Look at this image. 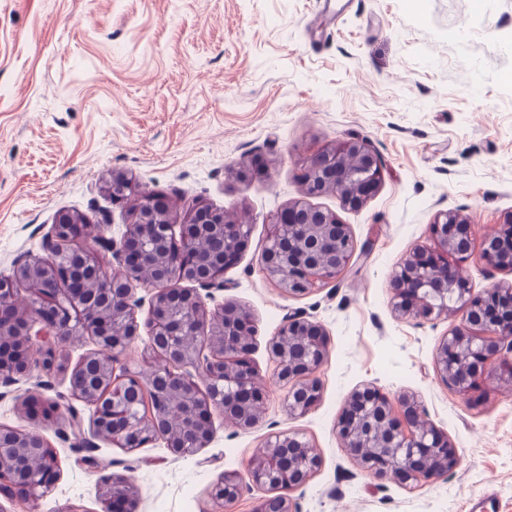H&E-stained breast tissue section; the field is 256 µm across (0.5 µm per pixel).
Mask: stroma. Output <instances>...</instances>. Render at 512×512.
Wrapping results in <instances>:
<instances>
[{"instance_id": "35a3bbf8", "label": "stroma", "mask_w": 512, "mask_h": 512, "mask_svg": "<svg viewBox=\"0 0 512 512\" xmlns=\"http://www.w3.org/2000/svg\"><path fill=\"white\" fill-rule=\"evenodd\" d=\"M354 138L383 162L378 190L355 209L335 192L309 200L348 225L357 251L309 294L283 296L261 264L270 216L305 197L314 150ZM115 173L179 217L201 203L251 224L215 300L250 311L269 389L258 426L236 431L214 413V438L193 456L100 442L140 512H256L266 488L223 505L211 487L281 431L320 460L291 494L297 512H512V386L490 377L466 396L448 389L434 356L460 316L398 318L390 290L406 256L432 246L438 213L484 232L512 212V0H0V277L41 254L63 210L85 217L88 238L120 239L127 208L105 189ZM293 311L328 334L321 399L303 416L286 411L265 349ZM365 384L414 395L459 465L412 489L361 472L336 420ZM19 387L59 414L91 416L60 378L36 370ZM40 431L61 478L35 501L1 488L0 512H101L97 473L57 426Z\"/></svg>"}]
</instances>
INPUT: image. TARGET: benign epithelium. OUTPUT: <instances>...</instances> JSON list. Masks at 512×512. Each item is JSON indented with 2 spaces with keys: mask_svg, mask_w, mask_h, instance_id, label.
Masks as SVG:
<instances>
[{
  "mask_svg": "<svg viewBox=\"0 0 512 512\" xmlns=\"http://www.w3.org/2000/svg\"><path fill=\"white\" fill-rule=\"evenodd\" d=\"M382 164L363 141H342L314 155L305 173L306 193L340 194L344 205H363L378 188ZM112 197L132 199L131 220L119 247L112 250L117 268L107 273L96 258V247L75 245L84 218L61 211L44 257L16 264L9 277H0V335L20 322L26 338L0 346V385L11 387L29 377L33 367L62 377L74 399L91 408L86 446L111 441L127 450L158 440L176 456H190L207 447L214 436L213 412L224 414L234 428L256 427L265 410L266 393L252 362L255 326L249 310L222 303L209 311L205 298L224 288V273L247 249L251 225L224 211L201 204L191 216L176 222V212L155 193L122 174L106 182ZM512 213L486 232L481 259L488 272L512 273ZM431 233L436 248H417L390 279L396 315L416 319L438 317L453 308L464 326L439 343L435 367L442 383L467 395L488 375L512 383V287L493 286L481 292L471 286L462 262L476 238V227L455 212L440 213ZM217 236L220 250L205 254L197 248L203 238ZM356 245L348 225L332 212L296 202L273 215L262 267L268 279L290 296H300L317 283L335 277L350 262ZM155 277L149 288L148 349L160 356L149 371L123 364L120 356L140 335L136 310L142 300L135 286L144 269ZM47 272V287L18 302L22 277ZM196 335L189 350L181 335ZM87 336L95 350L70 364L66 345ZM42 342L39 361L32 358L33 341ZM266 350L278 382L288 388L285 407L302 416L320 401L316 376L327 352V333L318 323L292 313L267 341ZM202 376L205 387L196 381ZM336 435L348 453L373 477L390 474L410 486L448 475L458 462L448 436L430 425L414 396L397 401L379 388L355 390L340 411ZM37 455L30 469L24 459ZM319 460L309 443L296 433L270 435L251 458L244 473L228 472L211 489L217 501L233 502L252 484L273 490L257 512H296L285 495L303 486ZM56 453L37 427H0V484L24 491L36 500L58 482ZM103 512H139V499L128 477L102 475L97 483Z\"/></svg>",
  "mask_w": 512,
  "mask_h": 512,
  "instance_id": "obj_1",
  "label": "benign epithelium"
}]
</instances>
